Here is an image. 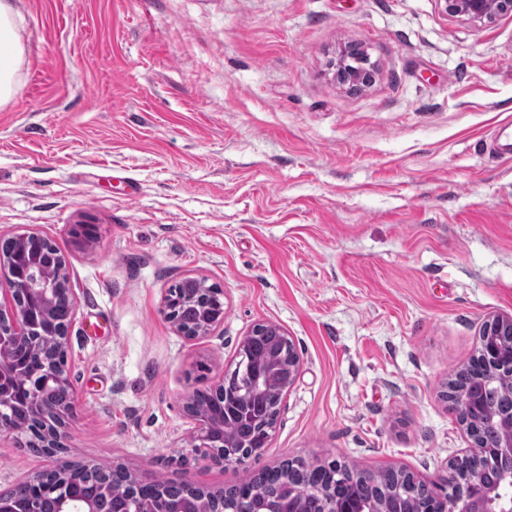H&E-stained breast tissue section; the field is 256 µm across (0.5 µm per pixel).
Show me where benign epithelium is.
Segmentation results:
<instances>
[{"instance_id": "obj_1", "label": "benign epithelium", "mask_w": 512, "mask_h": 512, "mask_svg": "<svg viewBox=\"0 0 512 512\" xmlns=\"http://www.w3.org/2000/svg\"><path fill=\"white\" fill-rule=\"evenodd\" d=\"M445 12L452 17H462L478 26L490 24L499 16L512 13V0H443ZM335 68L337 83L351 91H362L371 86L377 76V68L370 61L368 53L358 45H350L340 51L338 58L330 62ZM0 273L9 284V304L0 303V375L12 370V349L14 342L22 336L33 335V326L28 320L17 317L20 300H29L30 308L37 315L43 333L55 340L57 351L43 362V383L62 393L65 402L61 406H50L42 402L40 391L27 389L22 400L30 409L34 431L42 436V447L46 453L55 456L65 448L64 439L69 419L73 416L77 395L65 368L66 346L70 323L58 324L51 317V311L64 303L75 317L77 303L72 289L69 288L67 261L58 254V261L48 266L35 268H16L11 260L0 254ZM184 296L185 305L195 310V318L186 323L176 316L174 299L170 292L162 296V310L178 335L187 340H197L212 335L224 324V289L209 285L204 279L186 278ZM507 327L512 330V318H496L488 322L482 331L473 358L482 361L490 371L496 374L507 373L512 378V349H504L489 336ZM301 362L298 351L290 336H285L282 352L273 360L260 359L252 381L244 398L273 395L284 399L293 389L300 373ZM452 403L458 422L465 428L470 439L466 454L449 463L452 480V492L457 503V512H512V409L497 412L498 440L494 447L484 446L478 436L480 420L488 415L479 394L469 398L456 396V391L444 393ZM185 411L194 422L195 430L190 438V447L211 457L218 465L237 463L235 448L239 444L224 435L223 421L210 414L201 413L186 401ZM279 409L272 408L268 424L261 432V439L249 447L250 454L260 453L271 439ZM472 458L492 461L496 465L495 477L482 478L478 472L463 466V462ZM87 469L97 475L108 469L97 464L86 466L58 465L55 470L68 477H77ZM143 482L136 476L129 480L125 512H154L149 503L143 501L140 486ZM181 499L186 507L181 512H225L222 499L208 494L207 491L183 484ZM82 503V512H97L94 502L81 497L80 490L64 498L61 512H71L70 504ZM365 504L358 498L336 491V485L323 490L303 488L293 500L283 504L278 499L265 504L262 512H364ZM376 512H415L411 504L399 497H385L376 503Z\"/></svg>"}]
</instances>
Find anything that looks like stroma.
I'll return each mask as SVG.
<instances>
[{"mask_svg":"<svg viewBox=\"0 0 512 512\" xmlns=\"http://www.w3.org/2000/svg\"><path fill=\"white\" fill-rule=\"evenodd\" d=\"M22 95L0 108V236L68 262L77 393L61 458L0 431V490L58 461L217 490L286 461L449 475L468 439L442 393L512 318V14L442 0H13ZM378 69L350 91L330 66ZM224 289L189 341L162 313ZM301 358L267 448L218 466L184 405L258 323ZM445 12L463 17L478 26L490 24L499 16L512 13V0H442ZM330 66L336 67L334 78L337 83L347 86L350 91H362L376 80V66L370 61L368 53L355 44L340 51L338 58L331 61ZM186 288L180 302L195 310L192 323H185L176 316L174 299L170 288L162 296V310L179 336L186 340H197L211 336L224 324V289L217 285H207L206 280L183 279Z\"/></svg>","mask_w":512,"mask_h":512,"instance_id":"obj_1","label":"stroma"}]
</instances>
